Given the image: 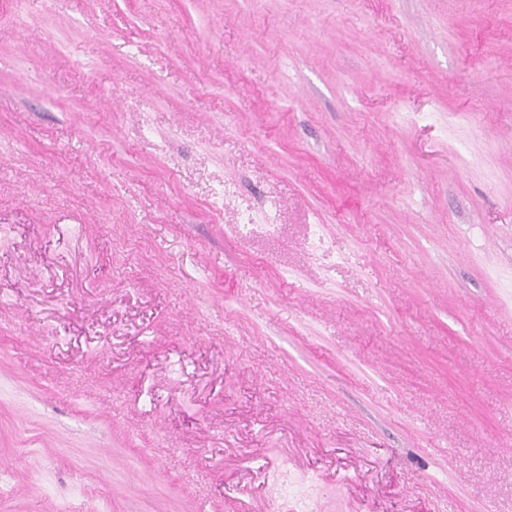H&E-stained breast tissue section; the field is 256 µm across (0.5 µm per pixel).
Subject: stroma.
<instances>
[{
  "instance_id": "obj_1",
  "label": "stroma",
  "mask_w": 512,
  "mask_h": 512,
  "mask_svg": "<svg viewBox=\"0 0 512 512\" xmlns=\"http://www.w3.org/2000/svg\"><path fill=\"white\" fill-rule=\"evenodd\" d=\"M0 512H512V0H0Z\"/></svg>"
}]
</instances>
